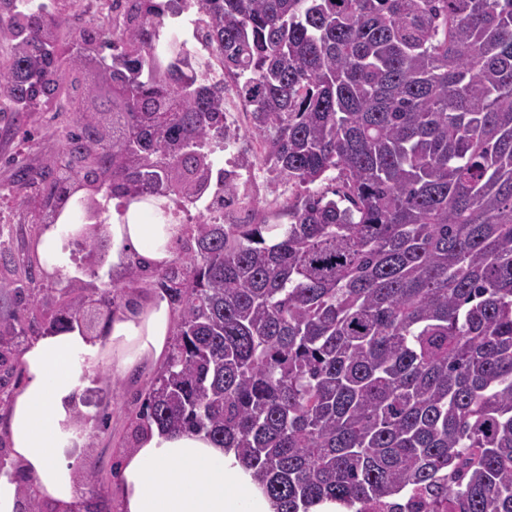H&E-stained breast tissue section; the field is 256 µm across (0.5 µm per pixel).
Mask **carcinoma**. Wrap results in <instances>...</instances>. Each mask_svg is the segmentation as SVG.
Returning <instances> with one entry per match:
<instances>
[{"label": "carcinoma", "mask_w": 512, "mask_h": 512, "mask_svg": "<svg viewBox=\"0 0 512 512\" xmlns=\"http://www.w3.org/2000/svg\"><path fill=\"white\" fill-rule=\"evenodd\" d=\"M216 64L162 41L165 0L86 13L0 0L13 112L70 113L58 172L14 166L34 220L77 204L97 232L80 261H106L103 197L190 206L210 194L224 147V79L250 107L272 172L313 184L286 224L210 217L148 271L178 311L167 361L130 418L140 435L204 433L232 449L277 512L336 500L354 512H512V0H199ZM69 34L72 95L57 101ZM97 61L108 83L79 75ZM209 208L236 194L216 173ZM45 261L0 252V403L30 336L107 334L136 312L113 281L59 290L41 320ZM23 512H43L18 473ZM72 512H108L99 493Z\"/></svg>", "instance_id": "1"}]
</instances>
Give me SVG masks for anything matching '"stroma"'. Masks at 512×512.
<instances>
[{
    "instance_id": "1",
    "label": "stroma",
    "mask_w": 512,
    "mask_h": 512,
    "mask_svg": "<svg viewBox=\"0 0 512 512\" xmlns=\"http://www.w3.org/2000/svg\"><path fill=\"white\" fill-rule=\"evenodd\" d=\"M224 112L226 124L236 136L235 149L247 162L236 177L238 201L224 209L225 223L239 224L248 220L255 224H284L288 221V204L294 197L311 191L333 195L338 187L335 181L327 179L308 186H291L270 172L260 143L250 134L248 109L235 94L225 96ZM33 118L39 134L28 142L8 131L10 115L0 112V240L9 243L15 253L22 256L32 253L44 227L23 218L19 206L22 193L13 185L9 163L17 159L32 173H39L57 157L66 122L65 116L52 112H37ZM155 373L152 365L121 373L113 368L111 359L106 358L97 365L92 385L86 391L90 403L83 411L94 424L75 465L103 475L99 491L107 500L110 512H119L118 484L110 469L126 454L129 417L138 409L140 396Z\"/></svg>"
}]
</instances>
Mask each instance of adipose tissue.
Returning a JSON list of instances; mask_svg holds the SVG:
<instances>
[{"label": "adipose tissue", "instance_id": "ef3b65f1", "mask_svg": "<svg viewBox=\"0 0 512 512\" xmlns=\"http://www.w3.org/2000/svg\"><path fill=\"white\" fill-rule=\"evenodd\" d=\"M126 218L108 227L113 269H123L133 251L155 267L173 259L183 225L144 223L134 207ZM172 321L167 300L153 298L137 314L114 316L101 340L75 328L37 337L23 349L24 380L8 408L12 463L0 469V512L19 508L17 467L34 478L44 500L67 512L76 498L72 451L90 430L75 416L91 368L107 355L122 372L166 361ZM119 486L121 512H275L234 450L201 434L142 435L123 460Z\"/></svg>", "mask_w": 512, "mask_h": 512}]
</instances>
